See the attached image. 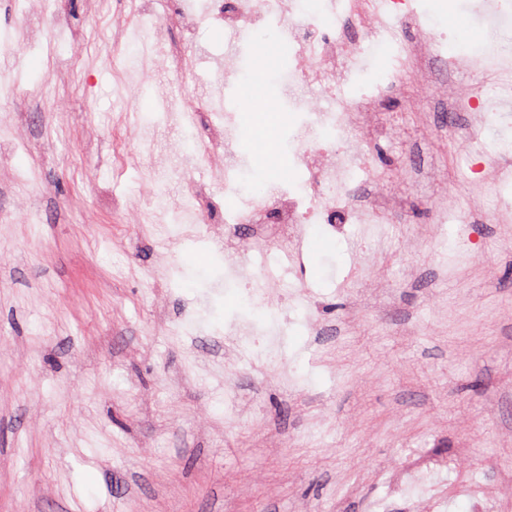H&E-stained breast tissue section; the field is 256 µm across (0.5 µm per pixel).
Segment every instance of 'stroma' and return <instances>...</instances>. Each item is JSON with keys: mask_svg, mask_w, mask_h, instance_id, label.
Instances as JSON below:
<instances>
[{"mask_svg": "<svg viewBox=\"0 0 512 512\" xmlns=\"http://www.w3.org/2000/svg\"><path fill=\"white\" fill-rule=\"evenodd\" d=\"M55 50L0 69V512H374L388 482L412 469L409 447L462 456L447 512H468L457 478L495 485L512 474V222L452 224L429 210L349 241L305 228L301 270L259 254L241 225L138 221L162 166L177 205L187 184L224 196V157L183 165L180 114L227 85L278 100L275 158L241 141L245 192L294 183L288 134L328 104L315 89L248 76V55L279 25L227 33L160 24L140 86L119 88L112 48L134 26L125 0H59ZM485 0H424L427 23L466 18L479 54L499 40L480 23ZM47 0H0V41L19 16L48 30ZM185 65L171 90L175 51ZM437 174L457 209L476 187L463 148L437 138ZM290 317L278 359L232 357L236 330Z\"/></svg>", "mask_w": 512, "mask_h": 512, "instance_id": "1", "label": "stroma"}]
</instances>
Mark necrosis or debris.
Segmentation results:
<instances>
[{
	"instance_id": "1",
	"label": "necrosis or debris",
	"mask_w": 512,
	"mask_h": 512,
	"mask_svg": "<svg viewBox=\"0 0 512 512\" xmlns=\"http://www.w3.org/2000/svg\"><path fill=\"white\" fill-rule=\"evenodd\" d=\"M419 9L418 0H335L334 7L324 12L304 10L300 0H209L207 19L216 26L249 29L275 14L286 18L284 37L292 74L321 91L329 107L312 118L320 135L298 136V188L261 194L246 207L226 212L220 200L206 197L192 185L179 203L186 223L220 216L229 229L258 225L263 243L288 244L287 256L298 269L302 258L296 245L305 225L324 224L340 231L348 224H391L415 205H431L442 188L421 171L409 151L430 129L409 124L406 112L416 101H424L428 113L448 119L454 137L476 139L484 113L512 107V45L474 58L449 54L447 33L424 25ZM375 47L387 53L388 80L356 83L354 70L363 54ZM464 69L491 82V93H484L481 85L459 93L453 77ZM391 101L398 102V111L388 109ZM459 113L465 114V122L453 123ZM202 114L208 116L213 133L192 137L188 156L197 162L212 159L223 133L222 108L211 98L190 104L183 114L185 125L195 127ZM346 128L359 133L356 151L337 145V131ZM380 143L396 148L394 165L405 174L403 187L387 193L369 188L371 182L386 178L375 153Z\"/></svg>"
}]
</instances>
